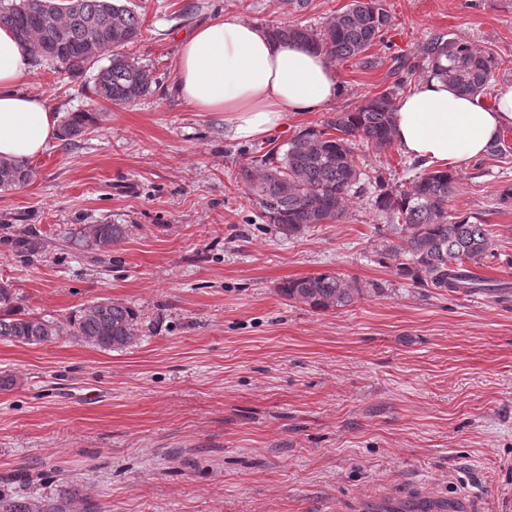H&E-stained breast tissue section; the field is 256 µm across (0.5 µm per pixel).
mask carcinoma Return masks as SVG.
<instances>
[{"mask_svg":"<svg viewBox=\"0 0 512 512\" xmlns=\"http://www.w3.org/2000/svg\"><path fill=\"white\" fill-rule=\"evenodd\" d=\"M391 17L383 0H352L323 29L306 26H271L275 41H298L324 52L331 61L363 56L373 44L384 41ZM10 27L20 43L38 56L59 65L71 79L96 70L91 91L104 103L131 104L154 92L159 81L126 49L142 36V14L123 0H0V25ZM422 73L442 78L465 95L488 92L496 58L490 52L438 32L422 43ZM108 60L106 66L100 65ZM416 70L404 64L392 71V85L348 111H340L323 128L297 134L284 151L271 150L264 169L248 176L262 215L287 238H295L345 215L352 197L370 194L398 242L391 243L386 258L396 262L400 274L426 288L452 293L502 296L512 289L507 281L476 275L477 268L496 256L493 232L468 215L453 213L448 202L459 183L452 170L419 169L395 189L380 175L358 166L354 144L379 149L393 146L392 126L398 99ZM92 117L73 112L64 121L60 137L66 145L82 136ZM34 171L28 164L0 160V192L28 183ZM83 238L99 248H109L125 238L121 224H90ZM277 292L323 311L347 307L366 295H380L381 285H364L336 273L288 279ZM18 297L0 284V339L25 345L53 341L62 332L59 322L34 317L19 310ZM70 335L103 350H123L132 345L142 327L141 314L118 301L98 300L66 320ZM72 500L36 503L27 497L0 496V512H68Z\"/></svg>","mask_w":512,"mask_h":512,"instance_id":"cac0c4a2","label":"carcinoma"}]
</instances>
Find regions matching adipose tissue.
I'll return each instance as SVG.
<instances>
[{"mask_svg": "<svg viewBox=\"0 0 512 512\" xmlns=\"http://www.w3.org/2000/svg\"><path fill=\"white\" fill-rule=\"evenodd\" d=\"M35 71L28 47L0 27V158L27 161L59 135L48 100L25 92ZM175 90L193 111L224 115V137L262 139L283 127L289 113L321 112L342 93L326 55L299 43H279L265 26L238 15L198 24L182 42ZM512 128V87L494 107L460 94L448 82L424 78L399 103L394 140L425 165H455L482 156Z\"/></svg>", "mask_w": 512, "mask_h": 512, "instance_id": "ef3b65f1", "label": "adipose tissue"}]
</instances>
